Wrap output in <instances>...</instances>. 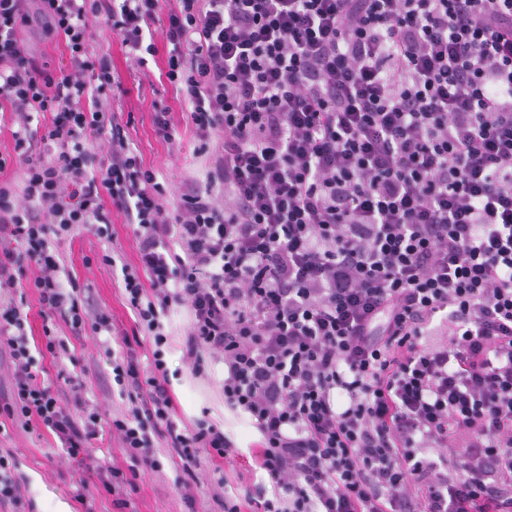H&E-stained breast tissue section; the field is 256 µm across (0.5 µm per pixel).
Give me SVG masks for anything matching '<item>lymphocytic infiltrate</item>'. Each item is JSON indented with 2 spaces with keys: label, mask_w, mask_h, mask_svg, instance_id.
Listing matches in <instances>:
<instances>
[{
  "label": "lymphocytic infiltrate",
  "mask_w": 512,
  "mask_h": 512,
  "mask_svg": "<svg viewBox=\"0 0 512 512\" xmlns=\"http://www.w3.org/2000/svg\"><path fill=\"white\" fill-rule=\"evenodd\" d=\"M67 59L21 33L36 15ZM135 70L155 55L186 108L201 176L167 192L115 107L124 94L85 20ZM0 418L71 457L115 430L133 464L173 449L190 472L233 441L177 428L161 317L186 308L183 358L224 363V403L260 434L272 485L253 512H512V0H0ZM20 169H13L15 159ZM137 265L121 286L151 347L105 348L131 408L73 415L40 380L25 301L54 364L66 338L112 336L60 243L112 240ZM0 450V506L28 512ZM114 224L115 241L114 247L121 251L123 257L128 263H135L137 260V242L129 224H121L122 220H115Z\"/></svg>",
  "instance_id": "f902f5d3"
}]
</instances>
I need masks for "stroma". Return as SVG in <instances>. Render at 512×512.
Returning <instances> with one entry per match:
<instances>
[{
	"mask_svg": "<svg viewBox=\"0 0 512 512\" xmlns=\"http://www.w3.org/2000/svg\"><path fill=\"white\" fill-rule=\"evenodd\" d=\"M87 26L95 43L110 49L112 60L127 94L123 99V112L130 115L133 142L147 166L156 169L171 185H178L189 175L201 174L202 159L196 158L189 145H168L158 139L151 127L150 104L156 88L141 82L137 72L129 70L120 41L102 31L96 19H88ZM66 264L80 283L82 300L91 306L107 310L119 332L133 337L139 330L122 288L113 279L112 272L103 263L106 251L89 231H76L60 247ZM188 315L185 308L171 307L163 318L170 336V347L164 360L167 365L172 390L177 404L178 425H190L205 419L223 426L235 444V451L219 464L204 463L187 478V487L175 485V468L169 449H162L159 459L162 471L141 466L130 493L132 512H188L184 492L196 498L199 512H222L212 499L218 479H225L237 498L257 497L269 489L264 473L257 469L253 452L260 435L249 420L230 411L224 405V366L206 360L200 372H193L182 360L185 344L184 330ZM101 336L93 331H83L74 339L78 364L74 370L84 385L83 394L92 404L98 405L109 417L118 419L126 414L129 403L112 393L103 377L109 367L101 357ZM5 445L19 460V473L27 479V495L34 505L33 512H82L74 499L76 491H83L93 506V512H114L112 499L102 489L95 474L79 466L76 459L60 449L57 439L41 429H26L15 425L8 427Z\"/></svg>",
	"mask_w": 512,
	"mask_h": 512,
	"instance_id": "35a3bbf8",
	"label": "stroma"
}]
</instances>
